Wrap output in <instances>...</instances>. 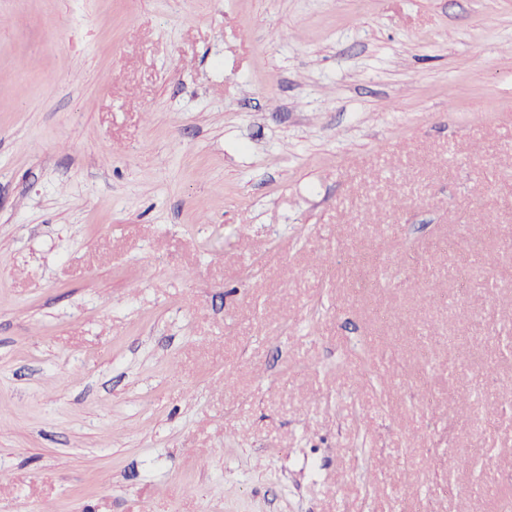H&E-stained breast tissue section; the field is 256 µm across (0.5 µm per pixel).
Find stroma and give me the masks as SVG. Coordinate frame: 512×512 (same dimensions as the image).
Masks as SVG:
<instances>
[{"label": "stroma", "instance_id": "1", "mask_svg": "<svg viewBox=\"0 0 512 512\" xmlns=\"http://www.w3.org/2000/svg\"><path fill=\"white\" fill-rule=\"evenodd\" d=\"M511 327L512 0H0V512H512Z\"/></svg>", "mask_w": 512, "mask_h": 512}]
</instances>
